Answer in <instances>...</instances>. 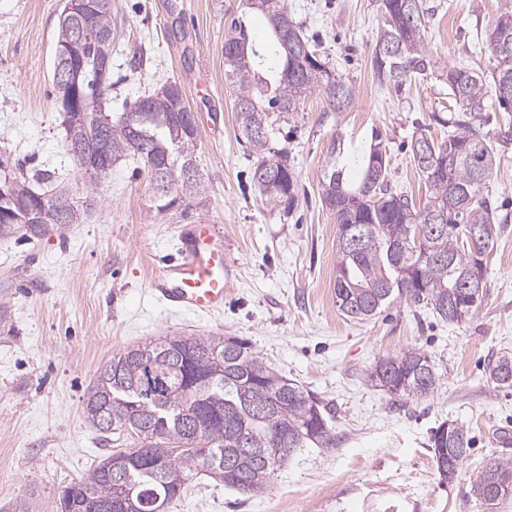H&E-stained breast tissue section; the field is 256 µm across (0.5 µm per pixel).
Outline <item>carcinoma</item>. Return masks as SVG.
I'll list each match as a JSON object with an SVG mask.
<instances>
[{"mask_svg": "<svg viewBox=\"0 0 512 512\" xmlns=\"http://www.w3.org/2000/svg\"><path fill=\"white\" fill-rule=\"evenodd\" d=\"M239 8L264 17L270 39L253 41L244 16L231 19L224 35V77L233 87L238 128L249 153L255 156L252 181L263 204L290 214L297 205L299 185L288 147L276 143L282 125L294 119L302 98L312 91L325 94L337 111L353 101V88L326 68L315 56L310 40L288 13L285 0H238ZM89 27L84 30L83 70L80 87L96 94L101 65L112 61L117 26L112 0H87ZM383 27L377 43L395 42L397 57L373 53L371 69L380 83L400 84L433 67L424 39L427 8L423 0H381ZM79 18L61 13L56 50L67 51ZM512 43V13L500 15L483 35L493 67L491 79L467 66L451 67L445 82L460 112L448 119L452 131L441 141L425 134L411 140L414 165L432 188L424 207L413 197L392 188L388 179V154L375 142L357 160L356 176L336 163L337 140L328 148L331 161L322 175L321 201L336 215V277L333 293L341 313L353 320H368L397 299L426 310L442 321L461 324L472 318L484 294L461 287L470 279L485 280L487 257L507 228L489 200L481 202L487 249L475 247L468 236L464 207L467 194L481 191L478 173L490 177L496 165L495 143L512 140V127L495 134L484 120L494 104L512 102V53L501 55L497 42ZM309 53L301 55L299 49ZM279 57V69L267 66ZM509 95L499 94L503 85ZM188 107L179 84L165 83L147 90L127 112H96L63 119L69 154L84 164L85 154L72 151V142L84 144L100 162L94 180L120 161L144 164L156 185L155 210L200 204L207 186L196 165L198 135L186 128ZM435 160L420 161L423 149ZM47 173L31 176L23 170H0V235L20 233L32 240L45 233L54 219L29 223L38 197H65L58 189L49 195L32 183L46 181ZM98 207L89 193L71 216L77 224ZM367 225L370 243L354 250L348 228ZM121 367L120 374L112 365ZM490 377L496 385L512 386V355L503 353L492 362ZM152 378L155 388H140ZM370 378L390 396L424 398L439 378L430 356L409 349L376 362ZM82 408L89 426L105 441L112 436H136L138 449L161 462V471L126 467L115 453L90 467L86 476L71 484L63 512H100L105 504L116 512H148L138 498L123 496L121 475L138 485L149 500L179 497L198 475L208 476L243 492L267 487L299 448L312 443L332 444L334 416L328 404L303 386L284 377L236 338L164 336L128 347L112 356L87 388ZM472 438L459 423L443 422L432 433L436 471L451 482L469 456ZM196 445L200 451L189 449ZM481 503L493 507L512 495V459L491 457L477 472L470 490Z\"/></svg>", "mask_w": 512, "mask_h": 512, "instance_id": "obj_1", "label": "carcinoma"}]
</instances>
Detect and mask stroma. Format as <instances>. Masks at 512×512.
Instances as JSON below:
<instances>
[{"mask_svg":"<svg viewBox=\"0 0 512 512\" xmlns=\"http://www.w3.org/2000/svg\"><path fill=\"white\" fill-rule=\"evenodd\" d=\"M119 52L112 57L108 105L123 112L145 89L176 81L199 130L197 167L205 203L187 214L154 209L146 169L123 161L90 184L64 141L53 90L64 0H0V156L26 172H54L73 200L100 199L81 224L54 226L38 240L0 236V512H57L58 497L108 450L86 423L82 395L113 354L162 336L235 337L279 373L328 402L333 445L303 448L262 494L209 477L191 482L168 512H484L470 494L473 474L493 455L512 458V387L491 379L488 363L512 354V229L488 257L487 293L457 325L404 301L355 322L333 300L336 218L319 202L327 147L342 134L346 155L381 135L389 176L425 203L430 188L406 150L417 129L441 139L436 116L458 107L441 73L455 65L486 71L477 39L512 0H424L432 74L383 85L370 59L382 26L379 0H288V9L321 60L351 84L352 106L333 109L308 94L285 125L301 187L289 215L270 211L251 182L255 162L238 139L224 79V33L237 0H115ZM147 61L130 71L126 58ZM512 220V142L497 146L482 191ZM222 225L232 277L222 311L201 317L168 311L149 277L173 252L176 228ZM431 356L440 383L425 398L401 402L369 379L375 363L408 349ZM465 425L473 449L452 484L441 483L430 437L442 422Z\"/></svg>","mask_w":512,"mask_h":512,"instance_id":"obj_1","label":"stroma"}]
</instances>
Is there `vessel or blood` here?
I'll return each instance as SVG.
<instances>
[{"label": "vessel or blood", "instance_id": "obj_1", "mask_svg": "<svg viewBox=\"0 0 512 512\" xmlns=\"http://www.w3.org/2000/svg\"><path fill=\"white\" fill-rule=\"evenodd\" d=\"M177 236L176 254L152 273V292L174 310L220 311L230 268L221 225L182 224Z\"/></svg>", "mask_w": 512, "mask_h": 512}]
</instances>
